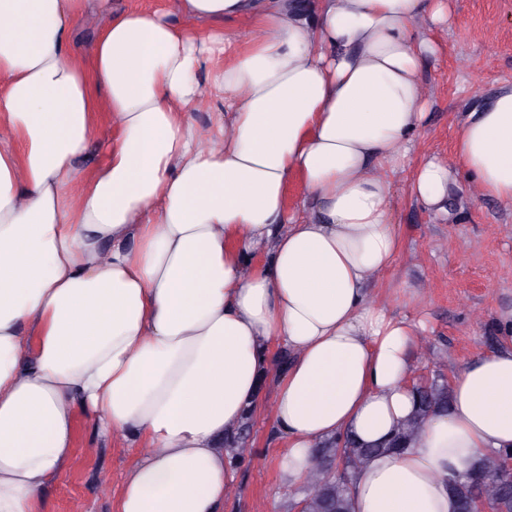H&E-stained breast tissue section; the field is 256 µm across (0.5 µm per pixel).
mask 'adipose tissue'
Masks as SVG:
<instances>
[{
    "label": "adipose tissue",
    "instance_id": "1",
    "mask_svg": "<svg viewBox=\"0 0 512 512\" xmlns=\"http://www.w3.org/2000/svg\"><path fill=\"white\" fill-rule=\"evenodd\" d=\"M85 13L88 65L69 51ZM449 17L448 0H0V512H41L80 410L135 451L116 512H223L224 435L273 342L291 356L271 407L282 483H304L321 443L375 444L413 415L417 326L382 286L394 178L438 217L461 171L512 207V84L451 156L413 159ZM102 108L107 157L80 168ZM510 447L507 346L454 374L405 452L368 460L352 510L451 512L449 480Z\"/></svg>",
    "mask_w": 512,
    "mask_h": 512
}]
</instances>
